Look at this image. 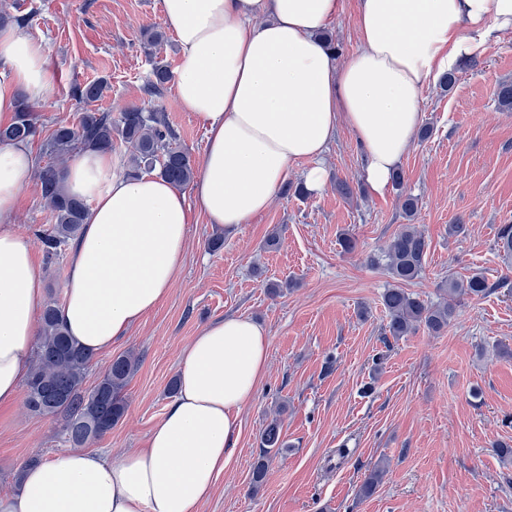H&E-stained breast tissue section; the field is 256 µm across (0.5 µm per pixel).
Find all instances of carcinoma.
Segmentation results:
<instances>
[{
  "label": "carcinoma",
  "instance_id": "1",
  "mask_svg": "<svg viewBox=\"0 0 512 512\" xmlns=\"http://www.w3.org/2000/svg\"><path fill=\"white\" fill-rule=\"evenodd\" d=\"M171 79L168 65L154 63L147 90L158 93ZM107 89L103 80L80 88L76 98L86 104L100 99ZM35 133L32 109L24 99L17 107L15 121L0 127L1 144H23ZM176 136L161 111L131 105L118 116L110 112L83 110L72 125L56 127L46 145L58 163L46 165L35 174L36 186L52 214L53 225L42 235L48 258L58 256L69 241L77 238L84 224L88 203L74 198L65 189V160L85 149H110L124 145L129 154L127 175L155 173L171 184L183 187L194 178L195 166L190 154L175 144ZM498 251L512 257V224L501 229ZM429 242L423 232L405 224L386 245L385 270L396 283L387 289L382 302L388 312V333L395 339L424 329L430 335L447 330L464 297H481L489 290L486 279L474 274L467 279H448L445 298L432 303L401 288V284L420 278L424 271ZM59 304H48L40 317V336L35 363L27 379L25 405L37 415L61 417L67 442L82 445L112 430L126 410L124 390L132 376L136 359L121 354L112 359L98 383L87 389L84 381L93 355L78 346L58 321ZM262 452L252 471V490L259 489L267 475L268 460L288 453L278 420H271L261 433ZM383 468L371 471L360 487L359 495L368 497L379 486Z\"/></svg>",
  "mask_w": 512,
  "mask_h": 512
}]
</instances>
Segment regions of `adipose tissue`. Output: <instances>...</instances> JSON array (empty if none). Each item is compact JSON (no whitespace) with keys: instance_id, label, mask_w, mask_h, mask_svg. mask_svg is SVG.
Instances as JSON below:
<instances>
[{"instance_id":"1","label":"adipose tissue","mask_w":512,"mask_h":512,"mask_svg":"<svg viewBox=\"0 0 512 512\" xmlns=\"http://www.w3.org/2000/svg\"><path fill=\"white\" fill-rule=\"evenodd\" d=\"M161 10L182 59L177 98L204 126L207 147L187 193L154 174L118 173L108 150L82 151L69 165L66 189L89 209L59 318L92 354L167 296L193 212L239 229L301 164L308 190L320 191V158L343 124L363 148L366 185L384 193L420 127L425 88L512 34V0H358L360 47L340 66L317 37L340 0H161ZM53 90L42 44L0 27V125L13 122L20 94L40 101ZM33 173L26 147L0 146V406L19 398L45 303L32 247L9 227ZM268 346L249 318L208 324L183 351L178 393L145 448L25 467L0 512H199L231 458Z\"/></svg>"}]
</instances>
